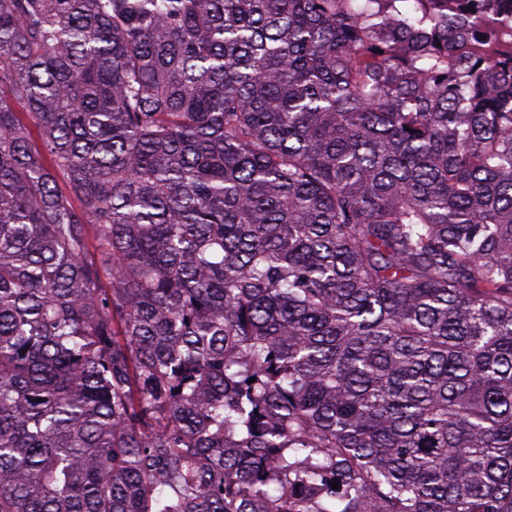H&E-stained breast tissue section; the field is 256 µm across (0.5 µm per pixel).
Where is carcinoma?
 <instances>
[{"label": "carcinoma", "mask_w": 512, "mask_h": 512, "mask_svg": "<svg viewBox=\"0 0 512 512\" xmlns=\"http://www.w3.org/2000/svg\"><path fill=\"white\" fill-rule=\"evenodd\" d=\"M0 512H512V0H0Z\"/></svg>", "instance_id": "cac0c4a2"}]
</instances>
